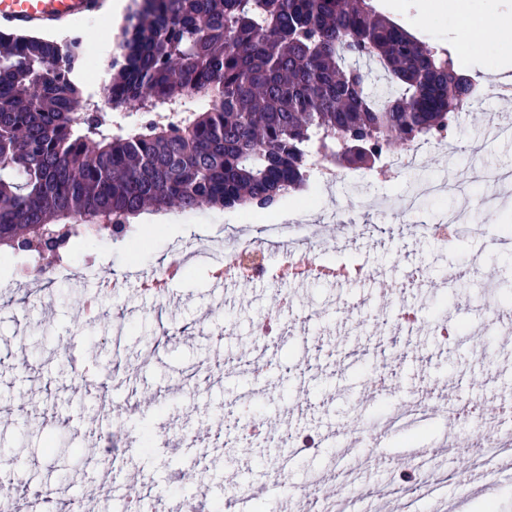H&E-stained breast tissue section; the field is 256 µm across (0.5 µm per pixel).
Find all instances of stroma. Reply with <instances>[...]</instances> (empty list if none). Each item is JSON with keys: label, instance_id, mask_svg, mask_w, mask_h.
<instances>
[{"label": "stroma", "instance_id": "stroma-1", "mask_svg": "<svg viewBox=\"0 0 512 512\" xmlns=\"http://www.w3.org/2000/svg\"><path fill=\"white\" fill-rule=\"evenodd\" d=\"M426 0H375L380 14L419 40L458 53L454 24L425 10ZM505 64L502 79H512V42L496 35L472 41L464 70L486 83L489 65ZM512 111V102L488 97L463 113L457 138L461 151L432 153L413 171L371 193L409 195L416 184L447 177L473 162L512 168V139L489 134L494 115ZM348 187L332 192L296 195L277 202L280 215L306 209L319 226V236L331 242L336 206L354 202ZM361 224L377 225L361 238L356 254L379 278L350 283L301 282L282 287L270 283H234L217 291V268L197 259L174 278L168 291L179 305L128 286L100 290V317L84 322V293L52 278L53 259L42 273L31 262L0 251V448L26 437L24 465L14 471L18 482L49 480L65 472L73 488L96 512H120L131 489L150 488L163 498H182L195 507L207 506L217 490H232L240 473L266 484V512H279L280 490L294 491L299 512H323L347 473L345 490L357 495L358 512H387L378 490L399 480L423 453L455 441V454L435 459L441 472L470 464V425L434 414L408 431L386 435L380 462L368 460L364 447L327 439L349 420L363 421L369 430L383 429L406 390L463 394L480 398L487 424L500 422L512 405V342L482 331L471 308L484 304L512 310V249L493 247L498 226L512 223V196L498 212L486 217L476 211L484 229L451 243L437 245L414 235L410 225L382 222L379 214L355 211ZM262 215L247 209H203L183 216L171 227L148 225L146 233L129 242L101 235L76 247L65 261L89 287L107 271L120 276L140 267L163 270L164 260L178 261L197 238H222L228 227L263 232ZM477 263L486 276L466 274L446 285L449 268ZM425 266L426 288L415 297L426 311L448 316L459 326L456 341L445 344L430 331L394 334L381 312L393 296L381 293L385 281H400L409 265ZM290 303L282 320L302 317L288 340H274L264 355L273 372L265 384H250L243 365L253 356V329L260 312L273 307L281 293ZM384 369L379 388L371 377ZM243 397L256 422L279 420L280 426L255 444L253 456H242L224 444L228 427H215L225 405ZM150 428L162 440L149 454L129 452L133 434ZM187 430L191 440L174 439ZM290 434L315 438L313 454L282 461L281 448ZM92 442L99 456H71L74 448ZM210 471L207 481H192L190 460ZM287 481H279L280 468Z\"/></svg>", "mask_w": 512, "mask_h": 512}]
</instances>
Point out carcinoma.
<instances>
[{
	"mask_svg": "<svg viewBox=\"0 0 512 512\" xmlns=\"http://www.w3.org/2000/svg\"><path fill=\"white\" fill-rule=\"evenodd\" d=\"M83 43L0 35V246L20 257L123 238L148 207L272 204L305 187L309 147L368 166L449 125L476 89L372 0H132L109 104L204 106L108 135L77 111Z\"/></svg>",
	"mask_w": 512,
	"mask_h": 512,
	"instance_id": "obj_1",
	"label": "carcinoma"
}]
</instances>
